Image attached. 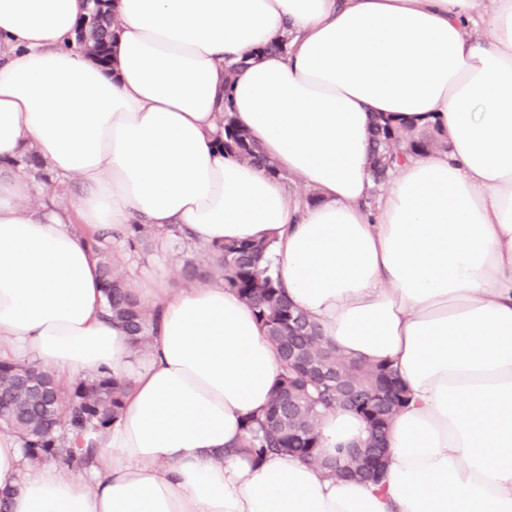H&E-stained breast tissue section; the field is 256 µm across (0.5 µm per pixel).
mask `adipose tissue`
I'll return each mask as SVG.
<instances>
[{
  "mask_svg": "<svg viewBox=\"0 0 512 512\" xmlns=\"http://www.w3.org/2000/svg\"><path fill=\"white\" fill-rule=\"evenodd\" d=\"M85 4L0 0V359L129 389L87 468L31 466L0 430L8 512H512V0H114L108 70L68 44ZM287 27V52L265 53ZM228 106L278 176L218 147ZM376 115L448 143L379 194ZM29 147L79 179L74 207L38 202L15 165ZM137 223L270 243L326 345L397 369L410 401L382 485L233 453L281 361L223 280L172 286L162 238L126 282L160 313L132 346L87 237ZM367 428L324 413L323 456Z\"/></svg>",
  "mask_w": 512,
  "mask_h": 512,
  "instance_id": "obj_1",
  "label": "adipose tissue"
}]
</instances>
